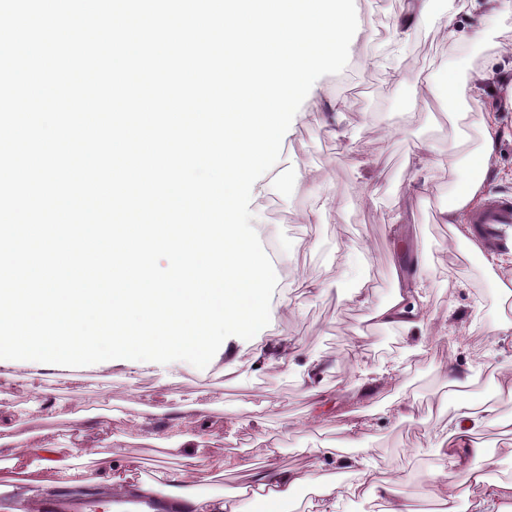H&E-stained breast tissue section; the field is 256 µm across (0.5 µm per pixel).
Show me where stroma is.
<instances>
[{"label": "stroma", "mask_w": 512, "mask_h": 512, "mask_svg": "<svg viewBox=\"0 0 512 512\" xmlns=\"http://www.w3.org/2000/svg\"><path fill=\"white\" fill-rule=\"evenodd\" d=\"M409 0H355L362 33L351 47L345 69L321 77L293 119L281 156L263 177L267 189L252 200L260 239L274 244L288 272V285L276 287L277 312L262 336L295 342L299 353L287 368L250 371V352L239 355L241 368L225 373L224 362L203 369L175 362L160 374L131 375L128 368H73L74 379L59 384L51 369L33 368L19 379L15 366L0 368V412L18 422L28 442L66 440L79 445L73 417L83 414L103 424L88 441L140 459L144 472L175 467L161 440V429H135L137 408L160 416L186 408L205 416L214 437L203 453L214 459L239 458L243 471L201 481L200 495L231 493L246 485L249 471L270 465L326 472L318 449L325 442L345 445L355 408L353 396L365 369L397 365L393 389L370 395L363 445L351 448L376 479L399 477V494L412 512L430 503L431 476L449 462L436 443L450 428L458 393L450 378L476 373L490 362V382L512 371V340L493 342L491 331L502 313L496 273L467 241L449 242L441 202L468 173L469 153L479 143L476 125L493 113L498 136L483 195L512 196V89L505 73L493 70L502 44H512V17L475 37L470 0H431L425 19L405 48L384 53L397 18ZM404 70L445 84L488 74V91L467 101L460 144L450 118L454 106L415 95L413 83L400 84L392 73ZM427 148L434 163L419 169L415 155ZM414 198L403 222L394 217ZM322 210L320 223L304 216ZM371 281L368 303L350 294L358 276ZM299 278L316 280L318 290L296 287ZM399 288L419 290L430 316L417 337L424 346L409 355L399 329L368 334L364 323ZM328 360L324 374L327 409L314 418L313 400L299 382L307 357ZM50 401L54 412L34 411ZM412 403L406 418L390 415L391 403ZM481 451L469 455L489 481H512V435L491 426L475 436Z\"/></svg>", "instance_id": "35a3bbf8"}]
</instances>
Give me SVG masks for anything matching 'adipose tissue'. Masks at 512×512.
<instances>
[{
  "mask_svg": "<svg viewBox=\"0 0 512 512\" xmlns=\"http://www.w3.org/2000/svg\"><path fill=\"white\" fill-rule=\"evenodd\" d=\"M496 135L492 118L482 117L481 143L469 158L473 173L466 176L442 211L443 220L455 238L463 236L458 224L460 211L470 206L482 191ZM372 318L378 325H395L411 334L423 328L427 314L423 305L404 290L377 307ZM455 410L454 426L438 449L453 465L462 467L464 478H449L444 471L433 474L432 495L440 504L439 512H461L460 503L466 499L471 502L472 512H500V501L512 499V482L487 483L478 469L464 464L472 436L492 419L494 409L464 397L457 401ZM15 429V422L0 416V468L11 471L9 477L0 478V495L24 500L46 497L61 489L77 493L89 490L96 495L99 512H112L114 501L124 499L151 503L150 512H240L235 495L218 493L203 497L197 492L199 480L209 471L199 447L212 435L209 426L197 419L181 415L171 418L167 451L182 465L161 469L151 479L138 475L133 458L103 453L92 445L70 449L64 456L51 442L19 444ZM303 488L312 493L306 512H336L341 485L332 475L316 476L307 471L278 468L270 474L254 475L249 486L252 497L284 505L293 502Z\"/></svg>",
  "mask_w": 512,
  "mask_h": 512,
  "instance_id": "ef3b65f1",
  "label": "adipose tissue"
}]
</instances>
